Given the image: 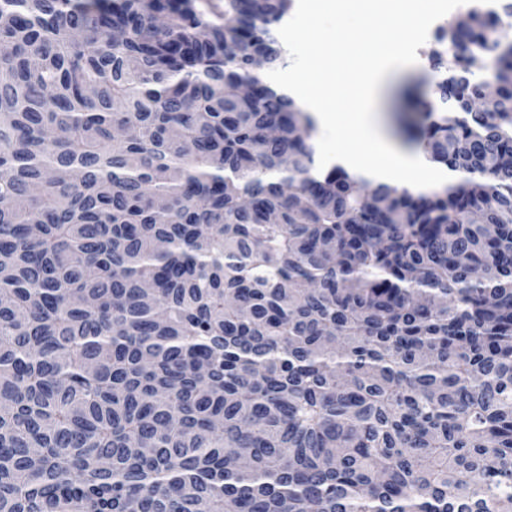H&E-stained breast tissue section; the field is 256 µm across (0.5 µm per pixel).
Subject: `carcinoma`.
Listing matches in <instances>:
<instances>
[{"label":"carcinoma","mask_w":512,"mask_h":512,"mask_svg":"<svg viewBox=\"0 0 512 512\" xmlns=\"http://www.w3.org/2000/svg\"><path fill=\"white\" fill-rule=\"evenodd\" d=\"M290 7L0 0V512H512V0L417 192L318 167Z\"/></svg>","instance_id":"carcinoma-1"}]
</instances>
